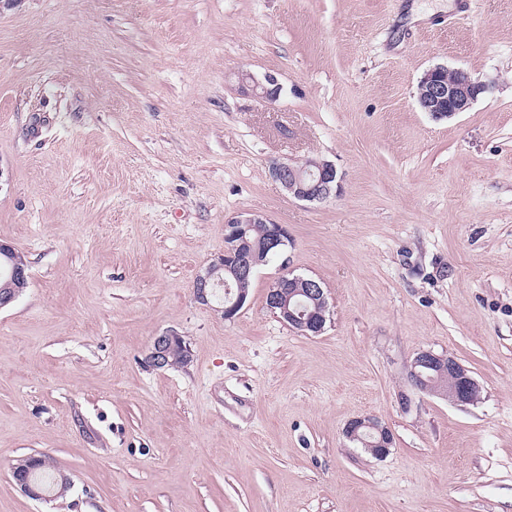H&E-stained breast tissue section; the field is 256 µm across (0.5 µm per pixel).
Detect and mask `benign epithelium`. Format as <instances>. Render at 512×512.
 I'll return each instance as SVG.
<instances>
[{
    "instance_id": "benign-epithelium-1",
    "label": "benign epithelium",
    "mask_w": 512,
    "mask_h": 512,
    "mask_svg": "<svg viewBox=\"0 0 512 512\" xmlns=\"http://www.w3.org/2000/svg\"><path fill=\"white\" fill-rule=\"evenodd\" d=\"M241 80L250 81L252 89L270 101L279 99L283 87L277 78L267 75L262 80L244 74ZM488 90V85L464 69H450L436 65L426 71L418 85L417 103L420 109L436 120L450 119L467 111L478 96ZM270 176L278 182L288 195L302 201L322 203L341 191L342 178L336 167L319 158H308L301 163L274 160L269 165ZM255 224L268 225L269 234L259 244L252 246L246 239L248 230ZM224 254L211 262L193 282L195 298L204 303L215 296V288H225L222 315L232 319L246 303V294L233 291L230 281L247 280L258 268L267 263V256H280L292 245L288 229L266 216L240 212L224 225ZM15 248L0 242V274L13 284V288L0 291V309L15 302L29 285L27 267L13 259ZM267 308L277 314L290 327L304 335H318L327 321L328 302L322 284L312 277L295 275L286 268L268 289ZM181 353L182 361L188 362L189 349L183 338L174 332L163 333L154 338L148 359L152 366L164 369L170 366L174 352ZM434 370L448 376V384L431 390L423 379V371ZM412 384L423 392H432L459 404L468 405L476 401L480 392L479 383L455 358L437 355L429 350L419 352L410 370ZM346 435L351 440L367 443L366 437L374 439L377 457L389 453L393 443L391 430L379 420L371 417L357 418L349 423ZM39 465L36 458L25 457L13 471L15 486L34 500L48 501L55 497L54 488L42 485L34 478Z\"/></svg>"
}]
</instances>
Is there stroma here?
Returning <instances> with one entry per match:
<instances>
[{
	"label": "stroma",
	"mask_w": 512,
	"mask_h": 512,
	"mask_svg": "<svg viewBox=\"0 0 512 512\" xmlns=\"http://www.w3.org/2000/svg\"><path fill=\"white\" fill-rule=\"evenodd\" d=\"M436 65L489 89L434 120ZM308 157L336 199L268 173ZM243 211L293 244L227 320L193 281ZM0 241L30 274L0 310V512H512V0H6ZM286 267L326 289L321 334L267 308ZM167 331L190 358L157 370ZM423 349L479 401L413 388ZM364 416L384 458L345 436ZM34 454L65 496L17 490ZM242 81L249 80L252 83V89L259 91L262 96L270 101H276L279 99L283 87L278 82L277 78L272 75H266L264 80H258L251 74H242ZM269 173L288 195L298 200L322 203L341 191L342 178L336 167L319 158H308L301 163L274 160ZM180 352L183 363L189 360V349L183 338L177 333H163L154 338L148 359L157 369L170 367V357L174 352ZM346 435L350 440H358L363 444H369L366 436L374 439L373 445L376 448L377 456L384 457L389 453L393 443L391 430L379 420L371 417L357 418L349 423ZM42 467L37 474L39 479L44 485L50 486L54 480L53 485L60 484L62 492L71 490L74 486L73 479L70 474L57 469L49 458L41 455ZM39 465L37 458L24 457L18 464V467L13 471V482L15 486L26 496L34 500L48 501L55 497L54 488H47L34 478V472Z\"/></svg>",
	"instance_id": "35a3bbf8"
}]
</instances>
